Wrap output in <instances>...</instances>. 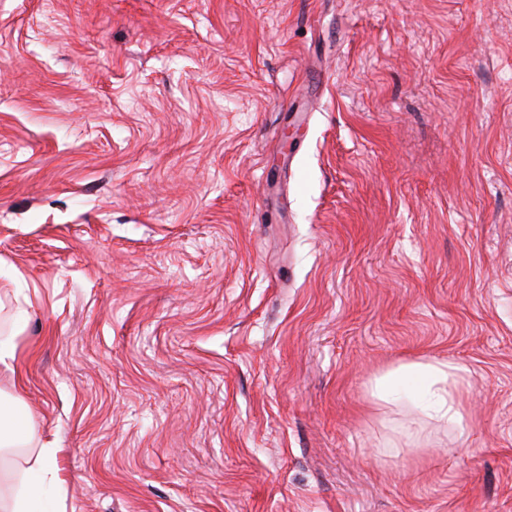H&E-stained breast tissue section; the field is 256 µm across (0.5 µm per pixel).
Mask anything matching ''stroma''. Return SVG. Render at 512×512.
I'll use <instances>...</instances> for the list:
<instances>
[{"label":"stroma","mask_w":512,"mask_h":512,"mask_svg":"<svg viewBox=\"0 0 512 512\" xmlns=\"http://www.w3.org/2000/svg\"><path fill=\"white\" fill-rule=\"evenodd\" d=\"M59 512H512V0H0V330ZM446 359L462 425L374 399Z\"/></svg>","instance_id":"1"}]
</instances>
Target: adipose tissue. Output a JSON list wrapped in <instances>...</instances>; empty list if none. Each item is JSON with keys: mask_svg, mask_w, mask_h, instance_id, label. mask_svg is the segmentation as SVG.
<instances>
[{"mask_svg": "<svg viewBox=\"0 0 512 512\" xmlns=\"http://www.w3.org/2000/svg\"><path fill=\"white\" fill-rule=\"evenodd\" d=\"M456 370L451 361H415L374 381L372 395L384 403L408 402L428 417L462 423L464 416L448 381Z\"/></svg>", "mask_w": 512, "mask_h": 512, "instance_id": "adipose-tissue-1", "label": "adipose tissue"}]
</instances>
